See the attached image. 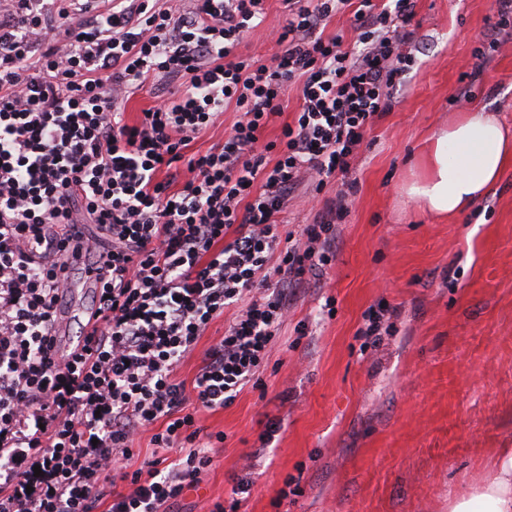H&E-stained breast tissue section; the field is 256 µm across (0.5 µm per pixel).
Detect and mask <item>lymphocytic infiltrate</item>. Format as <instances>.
Instances as JSON below:
<instances>
[{
    "label": "lymphocytic infiltrate",
    "instance_id": "lymphocytic-infiltrate-1",
    "mask_svg": "<svg viewBox=\"0 0 512 512\" xmlns=\"http://www.w3.org/2000/svg\"><path fill=\"white\" fill-rule=\"evenodd\" d=\"M265 2L0 0V512H171L224 441L197 412L263 387L292 297L335 261L367 127L415 63V0H282L278 53L238 54ZM340 13L354 44L324 33ZM140 92L155 103L128 122ZM230 107L223 142L188 154ZM332 180L312 223H280ZM78 259L96 324L58 353ZM146 432L159 455L131 468ZM225 319L227 320V316L225 318L219 317L213 321L207 333L208 335L200 340L192 354L188 355L177 367V378L185 380L187 384L192 381L195 373L201 365L205 350L209 347L215 337L221 336L224 333Z\"/></svg>",
    "mask_w": 512,
    "mask_h": 512
}]
</instances>
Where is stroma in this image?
<instances>
[{"label": "stroma", "instance_id": "35a3bbf8", "mask_svg": "<svg viewBox=\"0 0 512 512\" xmlns=\"http://www.w3.org/2000/svg\"><path fill=\"white\" fill-rule=\"evenodd\" d=\"M265 8L242 53L276 52L282 5ZM416 13L417 63L368 132L336 261L294 302L264 389L198 412V427L223 432L224 444L174 512H208L238 478L251 484L238 512H448L449 494L484 475L494 450L512 448V164L444 222L402 192L462 89L471 107L512 123V43L471 80L475 52L495 34V0H417ZM329 297L335 315L319 320ZM382 301L398 309L390 333L361 350L362 316ZM272 418L282 428L269 442ZM290 477L300 491L288 496Z\"/></svg>", "mask_w": 512, "mask_h": 512}]
</instances>
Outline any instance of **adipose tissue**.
Here are the masks:
<instances>
[{"instance_id":"obj_1","label":"adipose tissue","mask_w":512,"mask_h":512,"mask_svg":"<svg viewBox=\"0 0 512 512\" xmlns=\"http://www.w3.org/2000/svg\"><path fill=\"white\" fill-rule=\"evenodd\" d=\"M510 160L512 127L498 113L478 108L433 134L405 192L436 217L456 216L486 195ZM448 512H512V448L492 457L487 481L449 499Z\"/></svg>"}]
</instances>
